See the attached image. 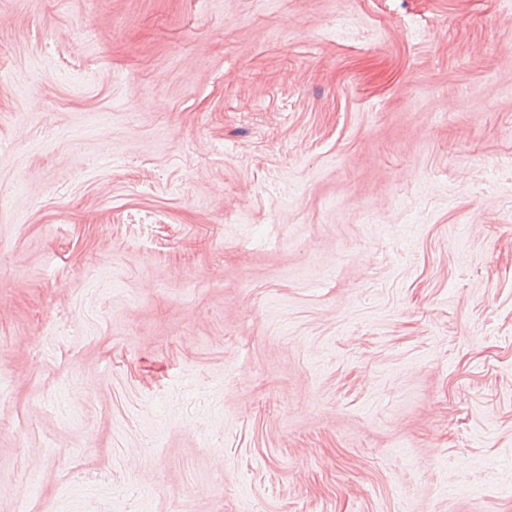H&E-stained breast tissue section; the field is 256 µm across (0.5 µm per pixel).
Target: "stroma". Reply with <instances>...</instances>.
I'll use <instances>...</instances> for the list:
<instances>
[{
    "mask_svg": "<svg viewBox=\"0 0 512 512\" xmlns=\"http://www.w3.org/2000/svg\"><path fill=\"white\" fill-rule=\"evenodd\" d=\"M0 512H512V0H0Z\"/></svg>",
    "mask_w": 512,
    "mask_h": 512,
    "instance_id": "stroma-1",
    "label": "stroma"
}]
</instances>
